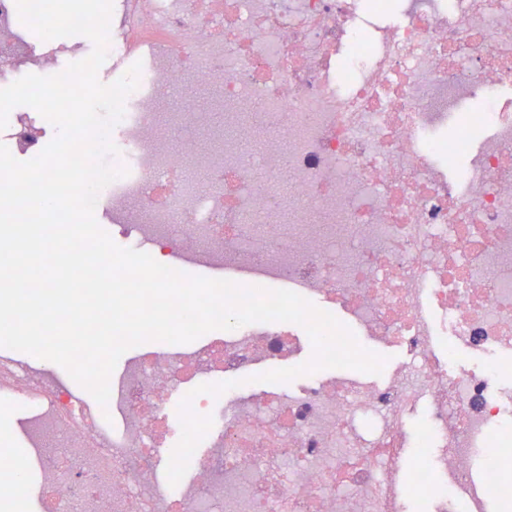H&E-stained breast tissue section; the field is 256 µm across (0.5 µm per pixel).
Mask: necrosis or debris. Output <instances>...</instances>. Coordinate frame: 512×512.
I'll use <instances>...</instances> for the list:
<instances>
[{
    "mask_svg": "<svg viewBox=\"0 0 512 512\" xmlns=\"http://www.w3.org/2000/svg\"><path fill=\"white\" fill-rule=\"evenodd\" d=\"M75 51L31 42L0 0V88L61 73ZM108 51L142 65L110 131L127 174L97 201L122 246L295 283L404 359L378 382L318 371L294 389L195 395L213 425L173 487L158 451L180 439L184 396L296 362L303 327L141 350L104 407L0 347L39 512H512V0H113ZM179 87L210 90V111L164 113ZM50 138L36 112L0 130L20 161Z\"/></svg>",
    "mask_w": 512,
    "mask_h": 512,
    "instance_id": "4bbe7bcc",
    "label": "necrosis or debris"
}]
</instances>
